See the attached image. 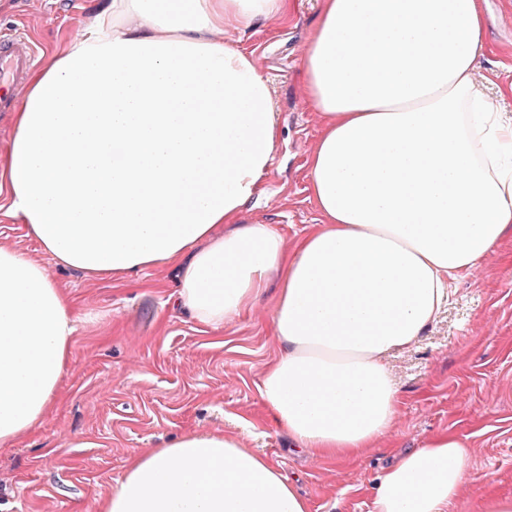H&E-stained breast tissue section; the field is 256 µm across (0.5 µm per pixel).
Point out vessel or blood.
Masks as SVG:
<instances>
[{"label": "vessel or blood", "mask_w": 512, "mask_h": 512, "mask_svg": "<svg viewBox=\"0 0 512 512\" xmlns=\"http://www.w3.org/2000/svg\"><path fill=\"white\" fill-rule=\"evenodd\" d=\"M37 58V46L25 35H0V112L13 109L24 76Z\"/></svg>", "instance_id": "vessel-or-blood-1"}]
</instances>
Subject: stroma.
Returning a JSON list of instances; mask_svg holds the SVG:
<instances>
[{
  "label": "stroma",
  "instance_id": "obj_1",
  "mask_svg": "<svg viewBox=\"0 0 512 512\" xmlns=\"http://www.w3.org/2000/svg\"><path fill=\"white\" fill-rule=\"evenodd\" d=\"M100 0H0L49 55L94 14ZM481 72L490 90L512 82V0H485ZM319 0H296L288 24L232 31L257 51L281 135L265 194L251 218L275 225L293 245L319 215L309 200L306 155L318 115L295 79ZM0 247L45 265L77 300L80 320L59 399L33 430L0 447V512H95L132 459L186 431L233 433L243 447L295 475L311 512H371V485L394 457L448 429L468 438V477L448 512H477L489 492L512 495V240L460 279L447 308L389 369L404 397L396 429L363 461L325 464L288 452L263 419L255 392L275 353L267 310L258 306L224 330L171 308V268L145 270L138 284L87 278L55 264L23 225L0 215Z\"/></svg>",
  "mask_w": 512,
  "mask_h": 512
}]
</instances>
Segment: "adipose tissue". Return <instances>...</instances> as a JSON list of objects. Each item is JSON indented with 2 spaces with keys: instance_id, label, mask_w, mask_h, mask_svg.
Listing matches in <instances>:
<instances>
[{
  "instance_id": "adipose-tissue-1",
  "label": "adipose tissue",
  "mask_w": 512,
  "mask_h": 512,
  "mask_svg": "<svg viewBox=\"0 0 512 512\" xmlns=\"http://www.w3.org/2000/svg\"><path fill=\"white\" fill-rule=\"evenodd\" d=\"M294 0H105L31 70L0 162V209L87 275L176 271L177 307L221 330L278 288L266 421L327 463L363 459L402 397L387 359L512 238V114L477 66L482 0H320L296 77L320 117L306 159L320 215L293 246L246 221L279 138L253 51L229 33ZM76 303L0 247V446L53 406ZM470 447L431 433L373 484V512H448ZM96 512H310L238 437L190 431L136 456Z\"/></svg>"
}]
</instances>
